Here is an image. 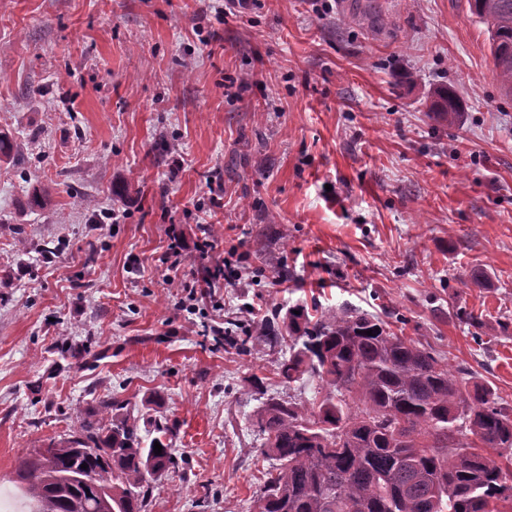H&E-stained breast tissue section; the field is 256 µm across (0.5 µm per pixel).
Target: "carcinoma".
<instances>
[{"label": "carcinoma", "mask_w": 512, "mask_h": 512, "mask_svg": "<svg viewBox=\"0 0 512 512\" xmlns=\"http://www.w3.org/2000/svg\"><path fill=\"white\" fill-rule=\"evenodd\" d=\"M468 4L511 93L512 0ZM432 111L451 123L458 108L440 93ZM287 328L296 351L279 374L290 383L311 373L327 392L309 409L270 400L253 414L261 454L275 461L255 512H506L512 409L490 389L462 384L432 350L372 315L338 309L313 322L300 307ZM155 431L159 455L126 417L83 422L48 448L52 458L23 461L22 495L33 512H141L145 477L174 464L171 429L157 422ZM88 441L96 452L83 451Z\"/></svg>", "instance_id": "carcinoma-1"}]
</instances>
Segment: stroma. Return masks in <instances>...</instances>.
Instances as JSON below:
<instances>
[{"mask_svg":"<svg viewBox=\"0 0 512 512\" xmlns=\"http://www.w3.org/2000/svg\"><path fill=\"white\" fill-rule=\"evenodd\" d=\"M365 2L382 25L351 0H0V512L114 398L144 439L145 414L176 429L144 512H254L252 414L320 382L241 343L298 305L372 314L512 409V96L468 0ZM447 88L452 124L429 110ZM107 208L126 219L90 224ZM172 224L245 255L223 310H179L198 263L167 280Z\"/></svg>","mask_w":512,"mask_h":512,"instance_id":"35a3bbf8","label":"stroma"}]
</instances>
